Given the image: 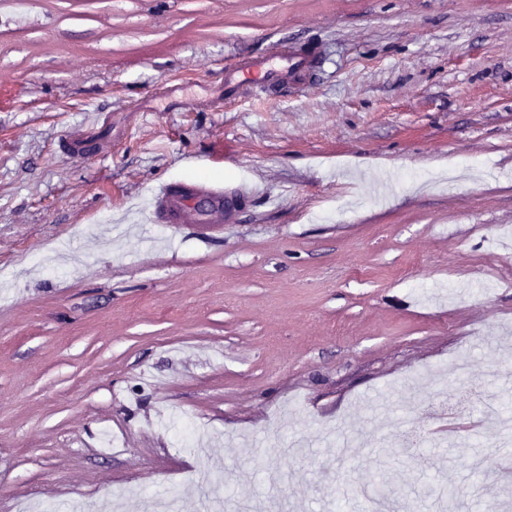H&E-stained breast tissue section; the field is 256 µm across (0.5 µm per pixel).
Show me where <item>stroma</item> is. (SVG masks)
<instances>
[{
  "label": "stroma",
  "mask_w": 512,
  "mask_h": 512,
  "mask_svg": "<svg viewBox=\"0 0 512 512\" xmlns=\"http://www.w3.org/2000/svg\"><path fill=\"white\" fill-rule=\"evenodd\" d=\"M315 49L311 86L212 111L224 67ZM93 131L85 157L63 136ZM262 193L152 224L172 179ZM469 374L512 415V0H0V512L234 496L512 512V432L402 452Z\"/></svg>",
  "instance_id": "35a3bbf8"
}]
</instances>
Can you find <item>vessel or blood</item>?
Masks as SVG:
<instances>
[{
  "instance_id": "b4317fda",
  "label": "vessel or blood",
  "mask_w": 512,
  "mask_h": 512,
  "mask_svg": "<svg viewBox=\"0 0 512 512\" xmlns=\"http://www.w3.org/2000/svg\"><path fill=\"white\" fill-rule=\"evenodd\" d=\"M314 63L308 56L275 46L261 57L239 62L224 80L226 98L238 95L262 97L270 90L309 85ZM250 182L234 185L185 179L157 186L148 214L150 222L176 227L186 224H233L239 212L257 194Z\"/></svg>"
}]
</instances>
